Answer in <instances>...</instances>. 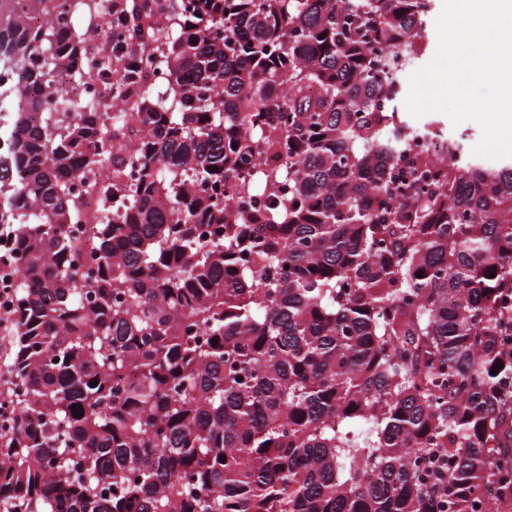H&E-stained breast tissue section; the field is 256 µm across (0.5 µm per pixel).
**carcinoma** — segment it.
Returning <instances> with one entry per match:
<instances>
[{
  "label": "carcinoma",
  "instance_id": "1",
  "mask_svg": "<svg viewBox=\"0 0 512 512\" xmlns=\"http://www.w3.org/2000/svg\"><path fill=\"white\" fill-rule=\"evenodd\" d=\"M95 2L0 0L5 71L37 61L0 136V512L492 506L512 485V158L447 137L446 169L417 155L396 185L442 136L398 118L432 0H140L133 28L126 0ZM77 15L124 36L100 112Z\"/></svg>",
  "mask_w": 512,
  "mask_h": 512
}]
</instances>
